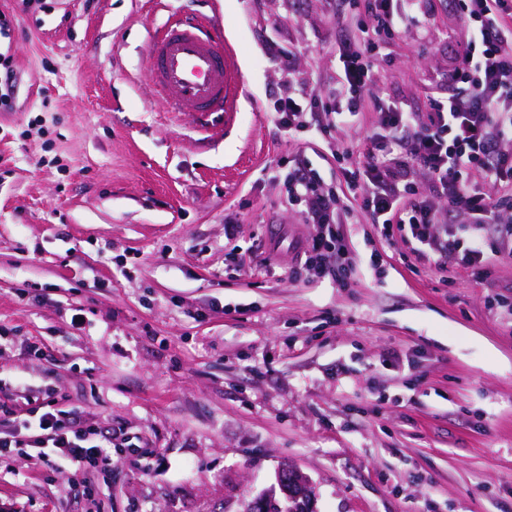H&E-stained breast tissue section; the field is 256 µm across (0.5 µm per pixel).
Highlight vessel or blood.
I'll return each mask as SVG.
<instances>
[{
	"label": "vessel or blood",
	"instance_id": "vessel-or-blood-1",
	"mask_svg": "<svg viewBox=\"0 0 512 512\" xmlns=\"http://www.w3.org/2000/svg\"><path fill=\"white\" fill-rule=\"evenodd\" d=\"M146 75L167 111L202 118L235 111L249 94L220 30L209 19L187 12L169 17L153 35Z\"/></svg>",
	"mask_w": 512,
	"mask_h": 512
}]
</instances>
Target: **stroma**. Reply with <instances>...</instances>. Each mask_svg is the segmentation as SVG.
Wrapping results in <instances>:
<instances>
[{
  "mask_svg": "<svg viewBox=\"0 0 512 512\" xmlns=\"http://www.w3.org/2000/svg\"><path fill=\"white\" fill-rule=\"evenodd\" d=\"M0 111V408L112 433L101 471L0 458V512H238L288 463L317 512H512V259L489 280L404 263L342 215L346 283L294 280L287 176L343 186L376 127L284 134L274 102L332 101L358 0H34ZM211 17L253 92L207 121L164 111L146 46ZM466 29L454 0L375 60L376 92L426 115ZM279 50L270 57L269 48ZM234 229H227L228 219ZM286 226L271 249L268 225ZM274 274H266V267ZM81 316L82 327L71 323Z\"/></svg>",
  "mask_w": 512,
  "mask_h": 512,
  "instance_id": "1",
  "label": "stroma"
}]
</instances>
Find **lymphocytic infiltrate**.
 Returning a JSON list of instances; mask_svg holds the SVG:
<instances>
[{"mask_svg":"<svg viewBox=\"0 0 512 512\" xmlns=\"http://www.w3.org/2000/svg\"><path fill=\"white\" fill-rule=\"evenodd\" d=\"M424 3L372 0L373 25L336 44V105L325 114L309 115L293 96L278 105L275 121L286 132L359 124L369 97L380 115L361 158L344 170V192L321 187L307 166L289 173L288 197L301 201L305 223L316 229L299 247L292 279L327 275L324 251L344 255L337 225L348 198L382 237L402 235L413 256L433 259L437 269L452 263L485 278L495 261L512 258V0H458L468 35L443 76L447 95L432 98L422 118L376 96L373 61ZM111 442V433L84 429L58 410L35 421L0 420V457L29 448L52 467L62 448L71 465L98 470Z\"/></svg>","mask_w":512,"mask_h":512,"instance_id":"1","label":"lymphocytic infiltrate"}]
</instances>
